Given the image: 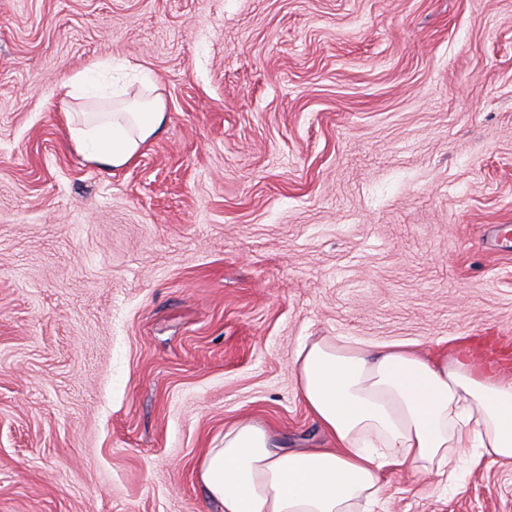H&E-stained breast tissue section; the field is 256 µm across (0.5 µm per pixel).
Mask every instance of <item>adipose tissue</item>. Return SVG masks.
I'll return each mask as SVG.
<instances>
[{"mask_svg":"<svg viewBox=\"0 0 512 512\" xmlns=\"http://www.w3.org/2000/svg\"><path fill=\"white\" fill-rule=\"evenodd\" d=\"M111 70L98 62L68 76L61 108L76 151L91 164L122 169L166 114L158 95L132 107L117 100L98 80ZM292 368L332 445L289 449L250 419L225 427L198 470L201 488L223 512H373L387 470L434 474L455 489L482 461L512 460V378L470 354L307 336Z\"/></svg>","mask_w":512,"mask_h":512,"instance_id":"obj_1","label":"adipose tissue"}]
</instances>
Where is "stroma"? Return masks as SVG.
Wrapping results in <instances>:
<instances>
[{"label": "stroma", "instance_id": "stroma-1", "mask_svg": "<svg viewBox=\"0 0 512 512\" xmlns=\"http://www.w3.org/2000/svg\"><path fill=\"white\" fill-rule=\"evenodd\" d=\"M108 59L166 124L86 162L60 85ZM512 0H0V512H220L249 416L327 448L306 336L512 341ZM375 512H512L389 473Z\"/></svg>", "mask_w": 512, "mask_h": 512}]
</instances>
